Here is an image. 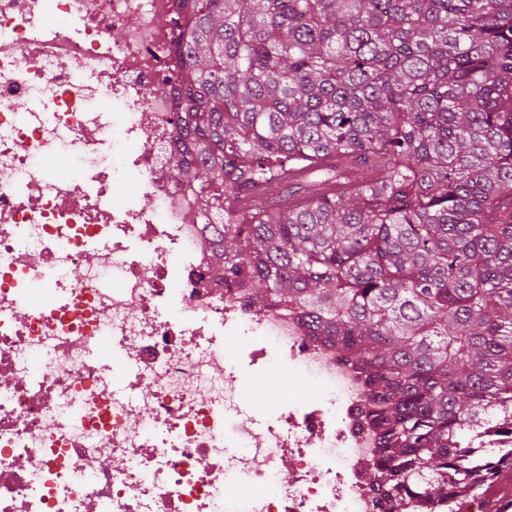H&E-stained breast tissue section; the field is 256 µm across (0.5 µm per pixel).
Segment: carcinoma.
Masks as SVG:
<instances>
[{"label":"carcinoma","mask_w":512,"mask_h":512,"mask_svg":"<svg viewBox=\"0 0 512 512\" xmlns=\"http://www.w3.org/2000/svg\"><path fill=\"white\" fill-rule=\"evenodd\" d=\"M179 164L209 272L371 398L391 505L512 469V0H183ZM257 195L262 204L242 201Z\"/></svg>","instance_id":"cac0c4a2"}]
</instances>
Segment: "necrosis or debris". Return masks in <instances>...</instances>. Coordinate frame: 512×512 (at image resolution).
Listing matches in <instances>:
<instances>
[{
    "mask_svg": "<svg viewBox=\"0 0 512 512\" xmlns=\"http://www.w3.org/2000/svg\"><path fill=\"white\" fill-rule=\"evenodd\" d=\"M180 15L0 0V512H386L360 370L208 274L175 164ZM256 384L290 398L256 415Z\"/></svg>",
    "mask_w": 512,
    "mask_h": 512,
    "instance_id": "1",
    "label": "necrosis or debris"
}]
</instances>
